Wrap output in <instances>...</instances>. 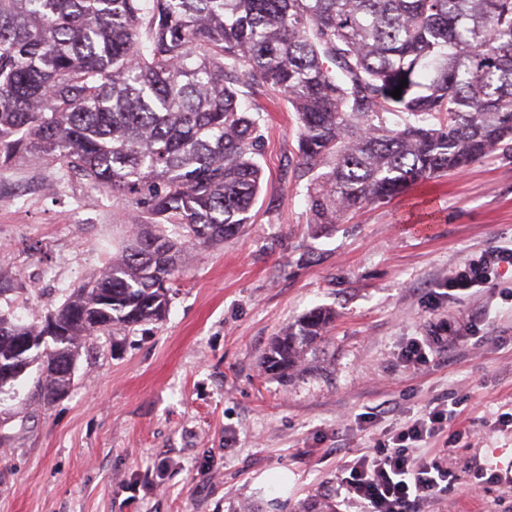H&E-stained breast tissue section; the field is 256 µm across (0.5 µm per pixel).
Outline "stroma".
<instances>
[{
	"mask_svg": "<svg viewBox=\"0 0 512 512\" xmlns=\"http://www.w3.org/2000/svg\"><path fill=\"white\" fill-rule=\"evenodd\" d=\"M264 183L243 233L193 252L159 322L83 343L68 394L29 369L0 388V512H357L343 460L426 408L463 402L456 484L424 512H512V268L461 290L464 265L512 248V157L494 155L313 224L298 126L266 91ZM131 202L17 163L0 174V312L41 322L117 254ZM336 319L280 381L259 361L313 308ZM446 327L423 366L399 353Z\"/></svg>",
	"mask_w": 512,
	"mask_h": 512,
	"instance_id": "1",
	"label": "stroma"
}]
</instances>
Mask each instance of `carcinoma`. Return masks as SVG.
I'll return each mask as SVG.
<instances>
[{
  "mask_svg": "<svg viewBox=\"0 0 512 512\" xmlns=\"http://www.w3.org/2000/svg\"><path fill=\"white\" fill-rule=\"evenodd\" d=\"M243 87L294 110L312 223L332 228L512 152V0H0V171L56 163L136 205L119 253L54 310L71 357L161 320L192 251L249 223L264 170ZM333 317L289 323L265 371L301 367ZM43 330L0 313V369ZM57 361L29 356L46 402L71 384Z\"/></svg>",
  "mask_w": 512,
  "mask_h": 512,
  "instance_id": "cac0c4a2",
  "label": "carcinoma"
}]
</instances>
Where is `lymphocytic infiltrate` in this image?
Wrapping results in <instances>:
<instances>
[{"label":"lymphocytic infiltrate","instance_id":"obj_1","mask_svg":"<svg viewBox=\"0 0 512 512\" xmlns=\"http://www.w3.org/2000/svg\"><path fill=\"white\" fill-rule=\"evenodd\" d=\"M458 416L456 408L445 405L426 409L375 451L345 461L341 482L348 499L362 512H420L452 478L446 466L422 451L450 433Z\"/></svg>","mask_w":512,"mask_h":512}]
</instances>
